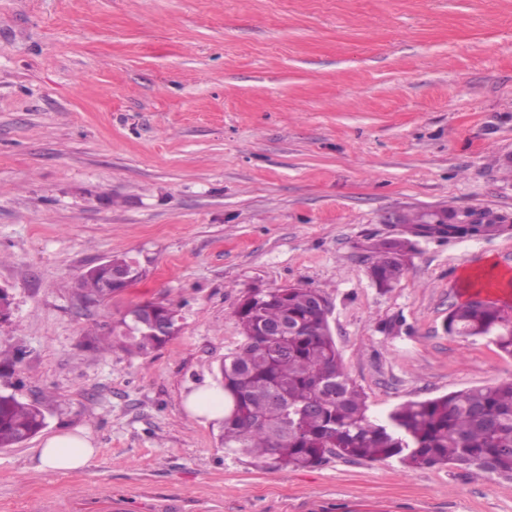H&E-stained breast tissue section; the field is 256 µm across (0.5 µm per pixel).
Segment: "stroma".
Instances as JSON below:
<instances>
[{"instance_id":"35a3bbf8","label":"stroma","mask_w":512,"mask_h":512,"mask_svg":"<svg viewBox=\"0 0 512 512\" xmlns=\"http://www.w3.org/2000/svg\"><path fill=\"white\" fill-rule=\"evenodd\" d=\"M509 157L512 0H0V392L99 450L65 474L35 469L40 437L0 448V512H512L475 468L263 469L183 404L242 344V296L288 286L326 297L373 413L512 379L445 329L465 272L512 303V230L417 238L392 288L370 276L401 217L512 218ZM113 255L145 276L84 298ZM145 301L174 339L97 348Z\"/></svg>"}]
</instances>
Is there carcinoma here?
Wrapping results in <instances>:
<instances>
[{"label": "carcinoma", "mask_w": 512, "mask_h": 512, "mask_svg": "<svg viewBox=\"0 0 512 512\" xmlns=\"http://www.w3.org/2000/svg\"><path fill=\"white\" fill-rule=\"evenodd\" d=\"M507 217L491 209L423 211L406 221L417 238L473 239L499 231ZM411 240L398 238L373 247L371 276L390 288L405 272L403 256ZM82 290L101 301L118 293L103 287V273L82 277ZM322 293L282 287L244 296L235 311L244 342L224 357L218 383L224 388V449L252 456L269 470L313 468L328 455L381 461L396 459L408 469L454 465L512 479V380L406 401L380 416L369 413L367 396L346 375L332 336ZM172 307L145 302L134 314L163 317ZM116 325L111 346L149 352L171 337L142 325L125 332ZM269 325L288 328L267 336ZM448 333L484 338L512 357V307L480 294L448 314ZM45 417L34 405L0 393V447L36 435Z\"/></svg>", "instance_id": "carcinoma-1"}]
</instances>
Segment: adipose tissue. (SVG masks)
Here are the masks:
<instances>
[{
    "instance_id": "obj_1",
    "label": "adipose tissue",
    "mask_w": 512,
    "mask_h": 512,
    "mask_svg": "<svg viewBox=\"0 0 512 512\" xmlns=\"http://www.w3.org/2000/svg\"><path fill=\"white\" fill-rule=\"evenodd\" d=\"M97 450L86 431L80 428L53 433L36 450L39 468L59 472L89 468Z\"/></svg>"
}]
</instances>
